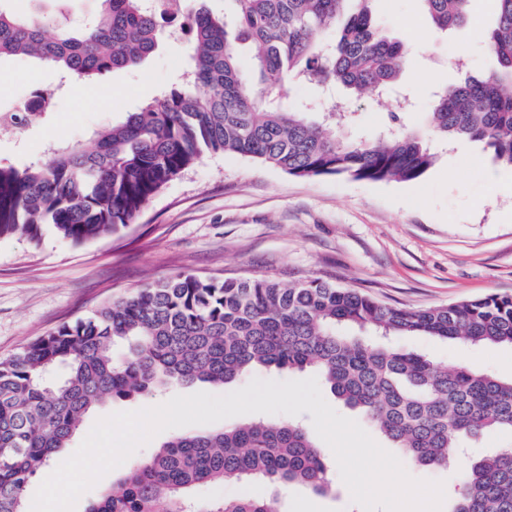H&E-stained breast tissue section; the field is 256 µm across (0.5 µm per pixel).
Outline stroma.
Wrapping results in <instances>:
<instances>
[{
	"mask_svg": "<svg viewBox=\"0 0 512 512\" xmlns=\"http://www.w3.org/2000/svg\"><path fill=\"white\" fill-rule=\"evenodd\" d=\"M368 7L387 35L409 48L400 77L413 92V107L401 116L405 129H423L434 91L459 77L455 59L464 58L475 75L495 67L486 49L492 0H472L471 22L446 35L429 28L421 0H369ZM186 53L184 40L168 39L143 65L103 75L92 90L61 83L55 69L29 57L0 60V110L14 108L34 84L52 95L44 120L0 129V160L23 168L46 160L50 144H86L92 131L178 83ZM353 108L359 121L349 137H368L396 111L397 96L368 93ZM504 172L468 141L439 147L436 164L415 182L301 178L240 155H204L156 194L134 224L111 236L81 245L48 232L36 244L21 235L0 238V357L102 302L182 273L319 278L413 308L512 293V185L500 183ZM415 343L441 362L512 378L510 349L466 352L427 336ZM189 392L174 385L100 406L84 417L63 457L98 419ZM321 452L332 491L293 486L280 512H361L329 446Z\"/></svg>",
	"mask_w": 512,
	"mask_h": 512,
	"instance_id": "stroma-1",
	"label": "stroma"
}]
</instances>
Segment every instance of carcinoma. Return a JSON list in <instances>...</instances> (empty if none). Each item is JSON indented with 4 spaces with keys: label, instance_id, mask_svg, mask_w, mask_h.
Returning a JSON list of instances; mask_svg holds the SVG:
<instances>
[{
    "label": "carcinoma",
    "instance_id": "obj_1",
    "mask_svg": "<svg viewBox=\"0 0 512 512\" xmlns=\"http://www.w3.org/2000/svg\"><path fill=\"white\" fill-rule=\"evenodd\" d=\"M0 0V59L29 56L68 77L94 80L136 68L181 33L187 64L177 86L93 132L92 145L55 144L50 159L0 162V237L40 242L45 229L73 244L133 223L167 183L205 153L257 159L303 178L414 182L435 165L431 141H472L512 167V0H495L488 53L498 69L461 77L435 96L428 135L390 127L340 140L331 126L355 112L283 103L289 78L339 85L350 97L391 90L406 49L382 32L366 0H231L234 19L206 0H99L83 23L18 12ZM434 31L465 23L471 0H422ZM342 23L330 41L323 32ZM253 48L243 76L235 43ZM50 94L11 113L40 120ZM512 348V293L424 309L380 302L319 278L283 282L182 274L138 288L0 357V512H25L33 476L68 447L92 409L173 384L222 387L257 367L311 371L413 464L448 466L466 437L512 429V379L443 365L397 337ZM452 512H512V448L460 463ZM261 480L267 498L202 500L203 485ZM331 489L315 437L263 417L174 435L91 503L87 512H278L288 487Z\"/></svg>",
    "mask_w": 512,
    "mask_h": 512
}]
</instances>
